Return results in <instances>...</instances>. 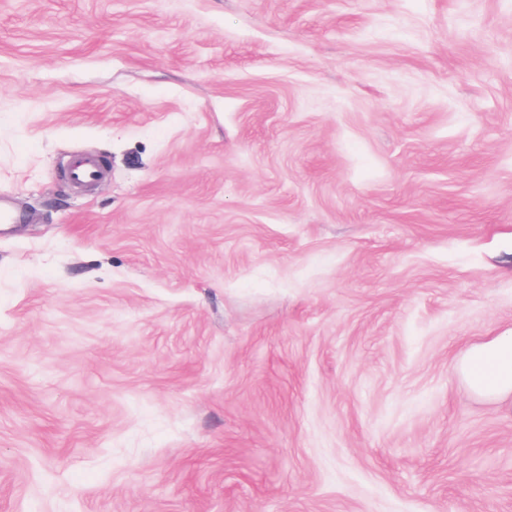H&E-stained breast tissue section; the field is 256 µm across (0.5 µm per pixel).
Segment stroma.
Instances as JSON below:
<instances>
[{
	"label": "stroma",
	"instance_id": "1",
	"mask_svg": "<svg viewBox=\"0 0 512 512\" xmlns=\"http://www.w3.org/2000/svg\"><path fill=\"white\" fill-rule=\"evenodd\" d=\"M1 197L0 512H512V0H0ZM101 175L99 162L92 158L78 160L72 169V179L79 183L96 182ZM456 370L469 389L490 402L512 403V331L466 346Z\"/></svg>",
	"mask_w": 512,
	"mask_h": 512
}]
</instances>
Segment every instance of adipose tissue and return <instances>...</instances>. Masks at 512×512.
Here are the masks:
<instances>
[{"label": "adipose tissue", "mask_w": 512, "mask_h": 512, "mask_svg": "<svg viewBox=\"0 0 512 512\" xmlns=\"http://www.w3.org/2000/svg\"><path fill=\"white\" fill-rule=\"evenodd\" d=\"M456 370L476 396L490 402L512 400V331L466 346Z\"/></svg>", "instance_id": "adipose-tissue-1"}]
</instances>
